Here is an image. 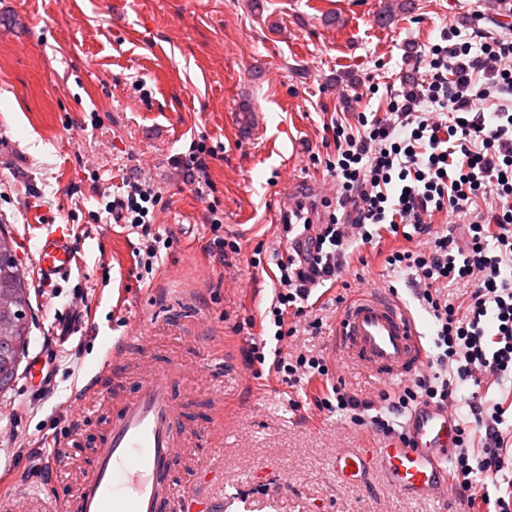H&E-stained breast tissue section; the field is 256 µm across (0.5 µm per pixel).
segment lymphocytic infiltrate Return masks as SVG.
<instances>
[{
    "instance_id": "1",
    "label": "lymphocytic infiltrate",
    "mask_w": 512,
    "mask_h": 512,
    "mask_svg": "<svg viewBox=\"0 0 512 512\" xmlns=\"http://www.w3.org/2000/svg\"><path fill=\"white\" fill-rule=\"evenodd\" d=\"M453 36L445 31L440 43L423 49L426 74L393 95L384 115L360 111L354 129L335 126L336 158L326 168L336 196L322 198V224L284 220L283 233L306 241L307 248L276 257L279 274L262 315L274 328L273 338L242 352L246 368L267 365L292 388L328 375L323 356L284 354V343L298 331L291 318H307L314 293L338 282L356 249L385 230L402 234L410 248L392 252L386 262L410 271L414 297L433 320L437 352L430 369L412 385L380 392L375 402L349 392L341 381L315 400L317 408L386 437L396 434L398 417L418 404L450 407L463 385L512 375V111L490 105L492 93L512 92V42L489 36L475 49ZM425 101L437 106L441 119L420 111ZM216 157L201 137L171 164L199 197L209 198L208 252L228 267L241 247L225 235L224 212L213 197L210 164ZM124 187L105 211L139 235L137 266L149 275L163 263L164 238L155 222L162 195L146 180H129ZM480 200L485 209H477ZM439 212L452 219L470 215L465 241L434 228L431 218ZM459 281L473 286L463 309L448 301L449 283ZM470 411L473 423L459 427L453 482L466 492L480 477L506 482L510 493L493 498L485 492L481 500L493 512H512V476L502 455L507 409L497 402L474 404ZM476 424L485 429L477 456L469 452Z\"/></svg>"
}]
</instances>
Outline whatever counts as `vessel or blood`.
Listing matches in <instances>:
<instances>
[{"label": "vessel or blood", "instance_id": "b4317fda", "mask_svg": "<svg viewBox=\"0 0 512 512\" xmlns=\"http://www.w3.org/2000/svg\"><path fill=\"white\" fill-rule=\"evenodd\" d=\"M75 256L69 233H46L36 250V271L44 282H53L70 274ZM337 334L345 356L383 380L413 376L426 362L411 312L389 295L374 292L351 298L339 316ZM120 383V372L101 368L80 388V406L108 401L112 415L73 502L52 497L43 512H191L194 498L174 493L170 477L190 437L179 421L171 371L161 364L149 366L132 391L113 394ZM456 437V417L450 409L422 405L411 413L402 440L334 453L332 466L345 482L378 465L398 493L445 498L454 491L448 454Z\"/></svg>", "mask_w": 512, "mask_h": 512}]
</instances>
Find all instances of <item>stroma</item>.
I'll use <instances>...</instances> for the list:
<instances>
[{
	"label": "stroma",
	"mask_w": 512,
	"mask_h": 512,
	"mask_svg": "<svg viewBox=\"0 0 512 512\" xmlns=\"http://www.w3.org/2000/svg\"><path fill=\"white\" fill-rule=\"evenodd\" d=\"M393 2L0 0V226L31 276L26 359L42 355L44 336L59 333L75 298L89 312L57 349L52 394L39 396L23 369L0 392V500L71 498L112 412L107 404L78 419L75 390L112 341L142 336L146 347L132 351L123 372L133 377L148 358L184 364L176 397L192 438L172 481L215 512H478L458 491L401 495L377 467L357 483L339 482L333 449L374 448L384 437L318 409L322 382L291 388L254 376L241 359L251 338L236 330L271 296L272 264L252 259L278 245L276 198L290 190L318 204L308 185L327 181L333 126L352 124L358 110L385 112L389 91L416 76L420 47L438 43L444 28L461 43L512 39L500 0H413L380 24ZM245 108L247 132L238 124ZM202 135L223 149L211 176L224 230L241 247L231 268L206 251L207 199L170 165ZM141 175L160 188L156 222L174 240L148 285L136 278L127 230L95 220L114 187ZM58 229L71 233L78 259L42 290L36 247ZM405 246L387 233L358 249L344 285L318 302L321 331H300L298 350L333 358L337 295L392 287L433 349L432 320L407 273L385 262ZM56 441L63 450L45 484L30 476V456Z\"/></svg>",
	"instance_id": "35a3bbf8"
}]
</instances>
